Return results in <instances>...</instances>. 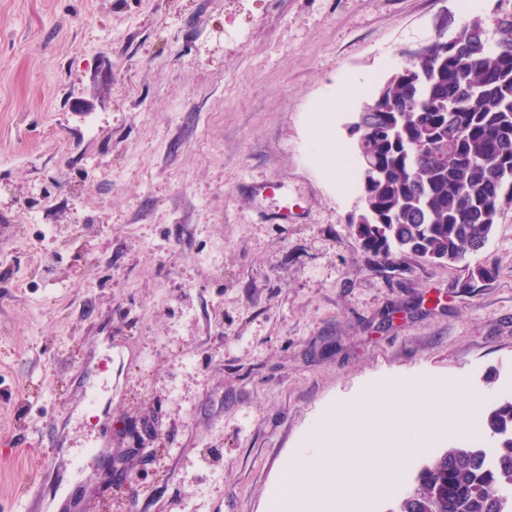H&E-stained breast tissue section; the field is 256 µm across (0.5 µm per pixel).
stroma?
Masks as SVG:
<instances>
[{
  "instance_id": "stroma-1",
  "label": "stroma",
  "mask_w": 512,
  "mask_h": 512,
  "mask_svg": "<svg viewBox=\"0 0 512 512\" xmlns=\"http://www.w3.org/2000/svg\"><path fill=\"white\" fill-rule=\"evenodd\" d=\"M457 0H0V512H267L374 378L512 396V205L469 265L390 269L315 162ZM295 218L272 220L281 206ZM492 277L469 276L472 265ZM108 402L89 418L84 385ZM105 435L110 464L67 465ZM350 512H393L420 469ZM54 459L58 468L42 467ZM135 480H128V472Z\"/></svg>"
}]
</instances>
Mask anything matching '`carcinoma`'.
I'll return each instance as SVG.
<instances>
[{
    "label": "carcinoma",
    "instance_id": "carcinoma-1",
    "mask_svg": "<svg viewBox=\"0 0 512 512\" xmlns=\"http://www.w3.org/2000/svg\"><path fill=\"white\" fill-rule=\"evenodd\" d=\"M362 213L350 228L392 266L413 257L463 263L512 204V18L491 32L474 17L455 40H430L365 104L351 127ZM479 443L446 449L395 512H504L512 492V397L482 416Z\"/></svg>",
    "mask_w": 512,
    "mask_h": 512
}]
</instances>
